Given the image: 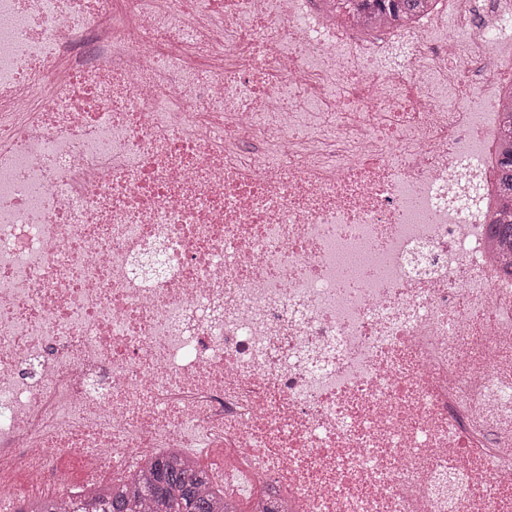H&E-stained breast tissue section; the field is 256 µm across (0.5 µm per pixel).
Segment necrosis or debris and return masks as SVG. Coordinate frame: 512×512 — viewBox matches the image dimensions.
<instances>
[{"label": "necrosis or debris", "mask_w": 512, "mask_h": 512, "mask_svg": "<svg viewBox=\"0 0 512 512\" xmlns=\"http://www.w3.org/2000/svg\"><path fill=\"white\" fill-rule=\"evenodd\" d=\"M512 0H0V512H512L491 237ZM369 3L364 6L386 12L401 26L412 23L428 7L426 0H373ZM147 478L75 505L74 512H224V498L203 490V472L178 457L156 458Z\"/></svg>", "instance_id": "obj_1"}]
</instances>
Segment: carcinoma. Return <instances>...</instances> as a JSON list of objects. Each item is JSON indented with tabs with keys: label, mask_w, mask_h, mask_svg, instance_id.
Masks as SVG:
<instances>
[{
	"label": "carcinoma",
	"mask_w": 512,
	"mask_h": 512,
	"mask_svg": "<svg viewBox=\"0 0 512 512\" xmlns=\"http://www.w3.org/2000/svg\"><path fill=\"white\" fill-rule=\"evenodd\" d=\"M370 6L384 11L406 26L425 11L426 0H373ZM497 183L499 210L492 223L493 237L505 251L512 249V222L501 215L512 209V115L505 117L498 147ZM203 472L177 457L156 458L148 477L134 479L129 488L107 491L75 505L73 512H224V498L204 490Z\"/></svg>",
	"instance_id": "obj_1"
}]
</instances>
